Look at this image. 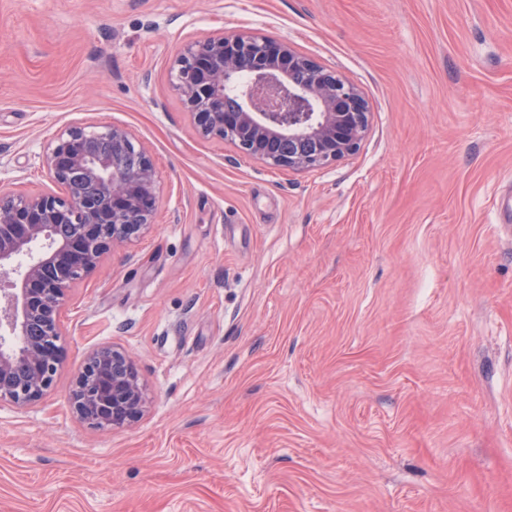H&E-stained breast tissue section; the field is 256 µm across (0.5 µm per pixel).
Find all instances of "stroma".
<instances>
[{"label":"stroma","instance_id":"obj_1","mask_svg":"<svg viewBox=\"0 0 512 512\" xmlns=\"http://www.w3.org/2000/svg\"><path fill=\"white\" fill-rule=\"evenodd\" d=\"M285 38L363 91L346 160L200 138L182 47ZM131 132L157 209L69 290L55 381L0 405V512H512V0H0V191ZM149 405L80 421L88 354ZM87 360L70 392V404L79 419L94 427L114 429L141 417L147 388L135 361L114 345L93 350ZM111 360L112 375L105 368Z\"/></svg>","mask_w":512,"mask_h":512}]
</instances>
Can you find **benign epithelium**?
<instances>
[{
    "instance_id": "benign-epithelium-1",
    "label": "benign epithelium",
    "mask_w": 512,
    "mask_h": 512,
    "mask_svg": "<svg viewBox=\"0 0 512 512\" xmlns=\"http://www.w3.org/2000/svg\"><path fill=\"white\" fill-rule=\"evenodd\" d=\"M239 104L225 103L229 85ZM172 87L194 118L197 135L231 142L272 168L311 171L354 155L366 138L370 109L360 88L285 38L255 31L219 33L186 45L173 67ZM104 135L135 152L129 168L92 155L85 129L71 127L49 144L44 164L64 194L0 192V404L23 409L40 400L57 373L59 312L73 284L94 271L114 245L149 230L156 207L152 157L119 126ZM81 170L97 189L88 207L66 187ZM61 221L67 237L53 235ZM28 257L17 268L14 260ZM27 372L17 373L19 362ZM80 420L121 428L141 417L147 388L135 361L114 345L89 354L70 392Z\"/></svg>"
}]
</instances>
